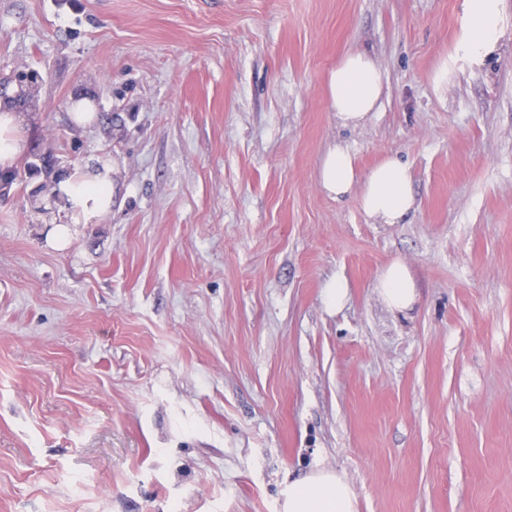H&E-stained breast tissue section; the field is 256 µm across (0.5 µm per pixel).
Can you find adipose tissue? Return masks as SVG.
<instances>
[{
	"mask_svg": "<svg viewBox=\"0 0 512 512\" xmlns=\"http://www.w3.org/2000/svg\"><path fill=\"white\" fill-rule=\"evenodd\" d=\"M465 6L472 23L463 34L464 41L473 50L488 49L498 34L499 0H465ZM382 91L380 68L359 52L345 55L328 80L330 106L346 126H359L377 108ZM411 180L409 167L388 157L365 181H358L353 156L342 145L327 152L320 173L321 186L328 195L355 197L365 216L377 224L400 223L413 210ZM53 193L70 223H99L112 209L111 161L101 156L88 159L79 170L59 176ZM379 288L387 305L396 310L407 309L416 300L414 282L399 262L384 271ZM281 512H354V495L334 471L318 469L288 485Z\"/></svg>",
	"mask_w": 512,
	"mask_h": 512,
	"instance_id": "1",
	"label": "adipose tissue"
}]
</instances>
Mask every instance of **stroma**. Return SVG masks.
<instances>
[{"instance_id":"1","label":"stroma","mask_w":512,"mask_h":512,"mask_svg":"<svg viewBox=\"0 0 512 512\" xmlns=\"http://www.w3.org/2000/svg\"><path fill=\"white\" fill-rule=\"evenodd\" d=\"M463 3L0 0L28 154L113 166L97 224L43 173L0 200V512H280L321 468L355 512H512V0L483 56ZM350 52L384 83L356 128ZM338 144L408 165L404 223L322 189ZM383 91L382 72L367 55H345L328 80L329 103L344 126L358 127L373 112ZM378 288L387 305L396 310L407 309L416 300L414 282L400 262L392 264L384 271Z\"/></svg>"}]
</instances>
